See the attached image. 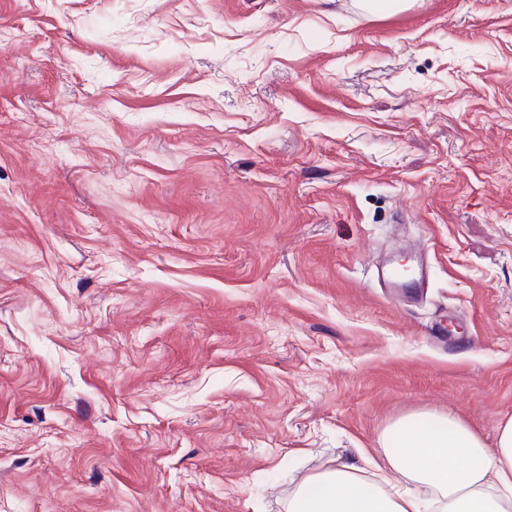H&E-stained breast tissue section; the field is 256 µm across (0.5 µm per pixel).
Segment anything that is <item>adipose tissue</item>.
<instances>
[{
  "mask_svg": "<svg viewBox=\"0 0 512 512\" xmlns=\"http://www.w3.org/2000/svg\"><path fill=\"white\" fill-rule=\"evenodd\" d=\"M384 441L377 478L348 468L305 477L288 512H512V417L491 447L435 411L397 420Z\"/></svg>",
  "mask_w": 512,
  "mask_h": 512,
  "instance_id": "obj_1",
  "label": "adipose tissue"
}]
</instances>
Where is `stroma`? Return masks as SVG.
Returning <instances> with one entry per match:
<instances>
[{
	"instance_id": "35a3bbf8",
	"label": "stroma",
	"mask_w": 512,
	"mask_h": 512,
	"mask_svg": "<svg viewBox=\"0 0 512 512\" xmlns=\"http://www.w3.org/2000/svg\"><path fill=\"white\" fill-rule=\"evenodd\" d=\"M363 2L0 0V512H288L424 410L494 442L512 0ZM382 276L389 288H397L407 293L415 292L422 288L425 279L423 271L417 269L413 264L411 273L404 274L392 263L385 273H382Z\"/></svg>"
}]
</instances>
